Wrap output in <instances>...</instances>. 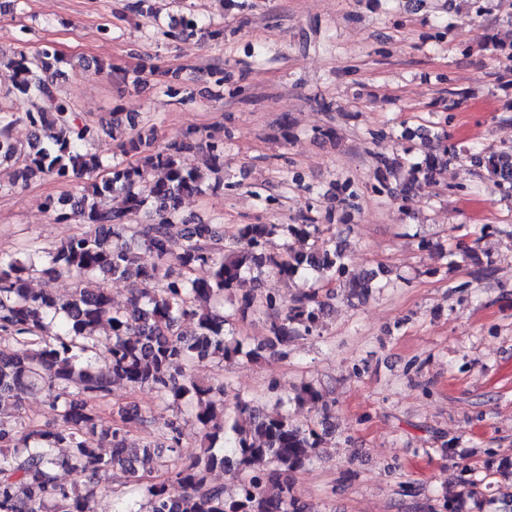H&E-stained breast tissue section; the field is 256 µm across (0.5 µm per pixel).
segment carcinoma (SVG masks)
I'll list each match as a JSON object with an SVG mask.
<instances>
[{
    "label": "carcinoma",
    "mask_w": 512,
    "mask_h": 512,
    "mask_svg": "<svg viewBox=\"0 0 512 512\" xmlns=\"http://www.w3.org/2000/svg\"><path fill=\"white\" fill-rule=\"evenodd\" d=\"M61 63L49 45L36 52L19 49L8 63V93L31 107L17 113L0 101V163H14L23 185L44 177L65 184L82 181L78 191L48 199L47 209L58 223L87 226L46 251L38 269L49 280L68 277L80 283L63 300L29 288L34 254L25 252V262L0 255V400L45 390L57 412L50 427L0 418V512H96L95 498L111 492L106 477L114 469L134 482L143 512H307L291 496V487L295 473L320 458L327 430L239 397L235 412L245 416L243 426L226 415L224 382L201 381L195 369L239 356L256 362L286 358L293 337L320 335L328 299L335 296L328 284L336 282L359 298L380 279L351 273L345 250L323 238L318 224H243L227 244L212 225L188 223L181 214L183 200L224 185V146L192 135L159 146L154 129L132 125L120 147L135 161L104 166L93 145L104 134L113 136L118 126L76 121L72 106L55 92ZM18 121L32 129L25 144L11 135ZM447 140L444 133L424 139L426 151L415 157L377 156V190L396 189L403 197L435 183L448 165ZM198 143L210 155L205 171L182 160L183 152ZM472 161L494 187L512 194V145L483 149ZM396 169L406 174L393 189L388 174ZM112 195L123 197L124 209L102 205L101 199ZM141 212L147 222L124 223ZM277 239L293 244L276 252ZM139 249L153 253L155 262L140 263ZM199 267L208 268V277H192ZM265 271L287 280L302 275L316 287L290 304L266 291L231 301L230 313L210 306ZM97 276L135 284L129 303L118 307L109 289L81 286ZM251 314L270 320L269 335L255 345L237 328ZM186 322L193 323L192 331L182 329ZM117 381L185 408L198 429L200 453L162 481H143L139 467L150 459L180 456L181 425L177 419L168 422L162 444L132 447L128 436L151 426V411L129 405L104 426V405ZM287 403L328 414L324 393L313 381L301 382L291 395H276V405ZM90 435L109 440L111 453L90 447ZM218 469L229 484L212 482ZM61 470L78 478L91 474L100 483L84 490L76 482L67 485L59 480ZM474 473L475 468L460 466L459 491L444 499V512H463L468 501L473 512H484V490L498 475L512 478V459H503L495 470L485 467L481 479Z\"/></svg>",
    "instance_id": "carcinoma-1"
}]
</instances>
